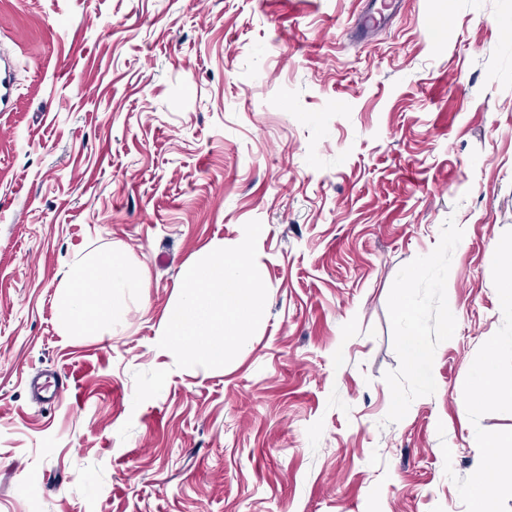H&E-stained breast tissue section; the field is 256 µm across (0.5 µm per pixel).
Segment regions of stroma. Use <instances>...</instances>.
I'll return each mask as SVG.
<instances>
[{
	"mask_svg": "<svg viewBox=\"0 0 512 512\" xmlns=\"http://www.w3.org/2000/svg\"><path fill=\"white\" fill-rule=\"evenodd\" d=\"M507 29L512 0H0V512H475L512 430L471 402L491 340L512 376ZM252 220L257 332L176 367L183 268ZM112 251L145 288L69 335L65 276ZM399 315L408 321L410 328L401 337L403 350L407 362L414 376L422 383H433L431 368L433 355L428 346L421 339L419 313L414 305L412 293L407 289L396 301Z\"/></svg>",
	"mask_w": 512,
	"mask_h": 512,
	"instance_id": "stroma-1",
	"label": "stroma"
}]
</instances>
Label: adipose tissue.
<instances>
[{"instance_id": "1", "label": "adipose tissue", "mask_w": 512, "mask_h": 512, "mask_svg": "<svg viewBox=\"0 0 512 512\" xmlns=\"http://www.w3.org/2000/svg\"><path fill=\"white\" fill-rule=\"evenodd\" d=\"M144 285L142 272L122 254L97 255L70 271L60 297V322L68 333L78 336L108 332L118 310L115 294ZM396 304L399 315L409 323L402 337L407 362L420 382L431 384L433 355L421 338L419 313L411 293L401 294Z\"/></svg>"}]
</instances>
